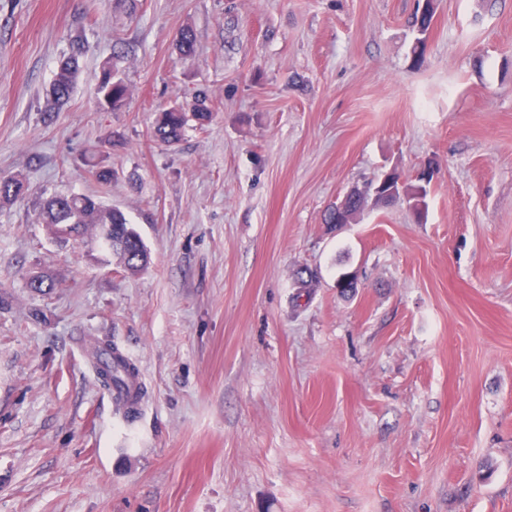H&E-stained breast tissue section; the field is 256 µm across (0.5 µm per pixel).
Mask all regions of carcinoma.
I'll return each instance as SVG.
<instances>
[{
    "mask_svg": "<svg viewBox=\"0 0 512 512\" xmlns=\"http://www.w3.org/2000/svg\"><path fill=\"white\" fill-rule=\"evenodd\" d=\"M420 37L414 42L413 62H422L421 49L423 36L428 33L425 19H414ZM196 36L192 28H181L175 38V48L184 54L195 50ZM85 53V44L76 39L70 42L68 50L59 59L49 89L51 107L49 111L58 112L69 101L80 72V59ZM128 55V47L120 40L113 42L112 57L99 66L96 74L98 105L104 110L119 111L131 94L127 83L123 63ZM212 119V110L207 105V97L196 96L191 109L175 104L157 113L152 137L168 146L182 141L190 123L203 126ZM86 166L95 180L102 184L112 183V168L104 164V159L95 155L86 157ZM394 181L401 182L400 190L406 206L416 211L419 203V190L422 182L419 177L405 179L400 174L394 175ZM25 182L17 175L0 176V205L13 202L23 196ZM360 219L356 203L347 205L346 210L339 211L330 207L325 214V223L334 224L340 220L350 224ZM34 221L49 228L53 237L64 244L77 242L87 235L102 231L106 233L105 241L112 252L119 255L125 267L136 272L147 265L148 254L140 235L131 227L125 214L103 203L92 193H53L41 199L34 209ZM96 361L99 362L98 374L104 385L120 387L131 376V366L120 356L112 353L107 346L92 347Z\"/></svg>",
    "mask_w": 512,
    "mask_h": 512,
    "instance_id": "cac0c4a2",
    "label": "carcinoma"
}]
</instances>
